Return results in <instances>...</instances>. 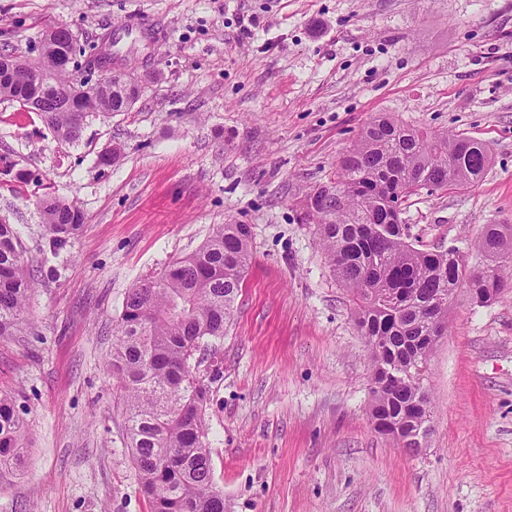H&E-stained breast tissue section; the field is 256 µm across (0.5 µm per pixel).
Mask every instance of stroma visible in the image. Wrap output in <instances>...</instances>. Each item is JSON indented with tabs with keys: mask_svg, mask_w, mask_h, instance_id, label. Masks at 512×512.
<instances>
[{
	"mask_svg": "<svg viewBox=\"0 0 512 512\" xmlns=\"http://www.w3.org/2000/svg\"><path fill=\"white\" fill-rule=\"evenodd\" d=\"M60 24L111 34L144 88L75 145L0 101V154L43 176L0 177L38 280L31 329L0 336V393L27 423L0 512H149L107 367L115 328L129 288L219 224L252 231L206 411L225 512H512V292L458 288L422 376L428 446L408 455L370 422L369 352L310 212L379 113L473 137L481 181L421 190L401 218L484 265L477 237L512 224V0H0V51L31 56ZM47 195L85 215L56 252Z\"/></svg>",
	"mask_w": 512,
	"mask_h": 512,
	"instance_id": "obj_1",
	"label": "stroma"
}]
</instances>
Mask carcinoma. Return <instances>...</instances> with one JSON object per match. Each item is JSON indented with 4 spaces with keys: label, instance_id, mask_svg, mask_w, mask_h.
<instances>
[{
    "label": "carcinoma",
    "instance_id": "cac0c4a2",
    "mask_svg": "<svg viewBox=\"0 0 512 512\" xmlns=\"http://www.w3.org/2000/svg\"><path fill=\"white\" fill-rule=\"evenodd\" d=\"M44 72L51 111L39 112L62 142L76 144L84 126L123 104L114 78L91 87L84 111L71 110L70 72L56 50L37 60L0 52V66ZM0 97L29 105L23 89L0 82ZM491 161L481 141L404 125L381 113L339 163L336 192H317L311 208L316 231L336 279L347 289L355 324L372 361L370 418L399 448L427 447L431 402L421 386L437 338L447 334L448 300L461 283L481 303L512 286V233L489 224L475 241L487 264L476 270L454 250L430 251L410 241L397 205L435 185L478 183ZM0 156V174L25 182L39 176L14 170ZM40 214L58 250L83 227V212L56 197L40 200ZM248 224H218L193 253L129 289L109 367L123 399L128 450L150 512H224L214 487L205 411L221 374L224 337L251 259ZM33 277L22 258L14 225L0 222V336L23 328ZM23 410L0 395V479L13 474L24 448Z\"/></svg>",
    "mask_w": 512,
    "mask_h": 512
}]
</instances>
